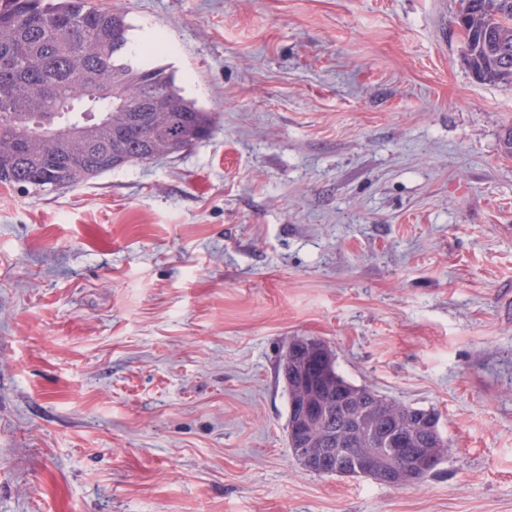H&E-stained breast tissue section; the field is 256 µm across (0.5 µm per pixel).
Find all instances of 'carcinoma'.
<instances>
[{"instance_id":"obj_1","label":"carcinoma","mask_w":512,"mask_h":512,"mask_svg":"<svg viewBox=\"0 0 512 512\" xmlns=\"http://www.w3.org/2000/svg\"><path fill=\"white\" fill-rule=\"evenodd\" d=\"M463 61L482 83L512 85V0H468L455 17ZM125 11L93 0H0V185L38 190L74 187L98 175L205 141L213 113L185 98L170 67L133 48ZM112 91V105L90 87ZM130 100H157V112H127ZM74 123L81 137L64 147L41 128ZM288 394V447L312 448L297 462L318 475L360 477L356 459L373 438L403 431L408 448L451 451L441 414L380 395L347 380L321 340L294 336L278 366ZM401 486L430 473L415 461H378Z\"/></svg>"}]
</instances>
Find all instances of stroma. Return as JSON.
Segmentation results:
<instances>
[{
	"instance_id": "stroma-1",
	"label": "stroma",
	"mask_w": 512,
	"mask_h": 512,
	"mask_svg": "<svg viewBox=\"0 0 512 512\" xmlns=\"http://www.w3.org/2000/svg\"><path fill=\"white\" fill-rule=\"evenodd\" d=\"M216 112L181 154L0 186V512H512V87L460 0H100ZM435 409L395 488L307 472L278 358ZM375 469L394 472L396 476L394 480L399 483V487L422 482L429 477L434 470L433 469L429 472L420 470L416 466L414 459L410 461L397 462L395 460L385 458L378 461Z\"/></svg>"
}]
</instances>
